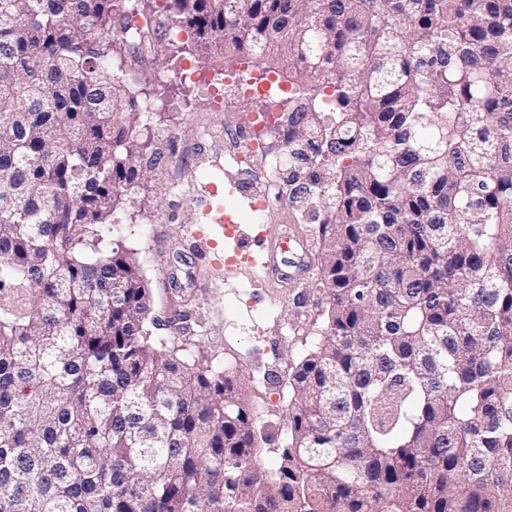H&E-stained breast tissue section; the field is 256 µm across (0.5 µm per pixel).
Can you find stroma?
<instances>
[{
	"instance_id": "stroma-1",
	"label": "stroma",
	"mask_w": 512,
	"mask_h": 512,
	"mask_svg": "<svg viewBox=\"0 0 512 512\" xmlns=\"http://www.w3.org/2000/svg\"><path fill=\"white\" fill-rule=\"evenodd\" d=\"M167 23L152 43L137 72L135 91L156 104L150 119L138 120L135 137L147 140L154 163H142L143 175L132 202L113 235L137 252L150 290L146 322L151 335H168V321L182 313V334L207 351L220 365L230 361L261 381L253 403L273 433L272 447L287 436L288 366L297 337L312 328L321 311L308 283L319 272L324 246L319 224L301 223L299 205L290 201L288 168L283 164L284 135L269 140L266 156L244 158L231 165L225 156L232 148L243 111L268 107L267 99L225 96L223 111L212 97L183 81L184 62H197L194 39ZM184 49L171 58L170 45ZM168 71L167 80L157 74ZM224 188V207L234 209L244 190L258 192L263 207L243 215L246 238H262L275 248L279 273L258 278L247 265L224 271V257L233 244L220 224H206L195 202L200 184ZM195 231L212 239L211 261L200 260L186 239Z\"/></svg>"
}]
</instances>
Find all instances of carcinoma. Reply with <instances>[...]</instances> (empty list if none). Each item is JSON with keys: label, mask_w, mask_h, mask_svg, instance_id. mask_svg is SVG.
Here are the masks:
<instances>
[{"label": "carcinoma", "mask_w": 512, "mask_h": 512, "mask_svg": "<svg viewBox=\"0 0 512 512\" xmlns=\"http://www.w3.org/2000/svg\"><path fill=\"white\" fill-rule=\"evenodd\" d=\"M155 0H0V512H512V0H165L288 82L323 321L266 448L112 224ZM277 457L276 468L264 454Z\"/></svg>", "instance_id": "carcinoma-1"}]
</instances>
